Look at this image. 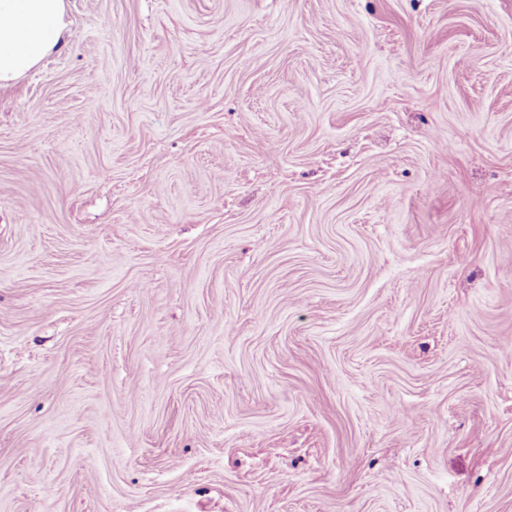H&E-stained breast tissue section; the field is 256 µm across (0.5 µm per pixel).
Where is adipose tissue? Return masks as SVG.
Returning a JSON list of instances; mask_svg holds the SVG:
<instances>
[{
    "label": "adipose tissue",
    "instance_id": "1",
    "mask_svg": "<svg viewBox=\"0 0 512 512\" xmlns=\"http://www.w3.org/2000/svg\"><path fill=\"white\" fill-rule=\"evenodd\" d=\"M67 27L66 0H0V86L58 49Z\"/></svg>",
    "mask_w": 512,
    "mask_h": 512
}]
</instances>
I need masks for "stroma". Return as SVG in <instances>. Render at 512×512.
I'll list each match as a JSON object with an SVG mask.
<instances>
[{"instance_id":"35a3bbf8","label":"stroma","mask_w":512,"mask_h":512,"mask_svg":"<svg viewBox=\"0 0 512 512\" xmlns=\"http://www.w3.org/2000/svg\"><path fill=\"white\" fill-rule=\"evenodd\" d=\"M0 88V512H512V0H67Z\"/></svg>"}]
</instances>
